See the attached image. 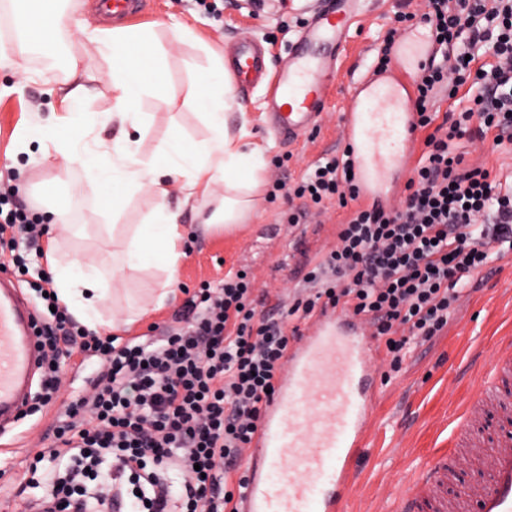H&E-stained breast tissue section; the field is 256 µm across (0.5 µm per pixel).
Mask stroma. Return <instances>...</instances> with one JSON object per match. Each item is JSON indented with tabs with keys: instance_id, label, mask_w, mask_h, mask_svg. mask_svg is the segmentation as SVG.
Masks as SVG:
<instances>
[{
	"instance_id": "obj_1",
	"label": "stroma",
	"mask_w": 512,
	"mask_h": 512,
	"mask_svg": "<svg viewBox=\"0 0 512 512\" xmlns=\"http://www.w3.org/2000/svg\"><path fill=\"white\" fill-rule=\"evenodd\" d=\"M96 3L97 0H79L65 40L83 55L94 89L93 97L81 110L84 133L109 145L119 135L118 124L103 120L112 109V92L107 82L112 63L93 51L83 31L87 24L94 28L105 24ZM310 4L311 0H266L265 9L259 12L253 0H220L217 12L208 13L198 8L195 0H155L135 24L154 27L180 21L221 52L240 34L247 33L277 61L284 57L289 38L307 18ZM397 9L398 0H367L366 15L343 55L336 86H346L370 71L375 48ZM206 65V56L194 45L180 44L170 49L162 94L141 105L142 111L149 114L139 136L142 156L154 154L175 129L195 140L209 137L210 131L199 110L186 98L189 83ZM15 81L12 73L0 72V84L8 88L7 93L0 95V162L13 154L24 168L17 179L16 203L34 213L53 200L67 207L73 228L58 235V256L64 261L80 259L98 270L109 289L99 313L104 321L114 322V334L129 338L145 333L153 324L173 325L176 312L186 300V290L197 289L205 281L219 283L225 274L242 268L253 276L257 294H276L284 287L301 283L307 265L335 245L343 212L334 207L309 223L291 228L283 219L288 202L282 198L272 203L265 201L260 218L234 234L209 233L192 214H185L183 227L191 252L179 263L174 292L163 307L127 323L126 293H147L162 287L165 275L155 269L113 272L112 251L115 243L128 237L131 225L139 223L153 207L154 200L144 193L133 196L124 216L116 222L112 219L110 196L91 194L81 171L60 176L48 166H29L27 155L16 151L17 138L28 129L39 137L54 133L49 108L53 98L36 79L27 81L22 92H12ZM236 97L241 108L231 111L228 124L234 131L246 127L249 141L262 148L266 161L263 190H270L277 179L288 183L299 180L310 164L336 151L337 114L344 105L341 96L331 98L326 114L309 137L290 144L276 143L265 127L263 89L240 88ZM279 157L284 160L280 167L274 164ZM511 316L509 250L493 253L483 271L470 278L447 326L431 340L413 344L398 374L383 380L387 366L383 360H376L373 377L380 396L370 419L368 446L355 462L362 476L351 493V512H389L392 500L409 491L412 471L422 464L435 442L448 436L450 404L459 393L448 378L450 362L465 353L467 344L489 340L497 325ZM98 369L97 358L73 356L63 369L59 404L51 406L49 416L41 418L38 427L23 440L0 445V512H14L17 494L28 498L43 496V487L29 481V464L42 447V435L53 427L52 417L62 415L64 403L81 394L88 378L95 376Z\"/></svg>"
}]
</instances>
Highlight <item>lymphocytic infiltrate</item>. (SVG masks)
Returning a JSON list of instances; mask_svg holds the SVG:
<instances>
[{"mask_svg":"<svg viewBox=\"0 0 512 512\" xmlns=\"http://www.w3.org/2000/svg\"><path fill=\"white\" fill-rule=\"evenodd\" d=\"M422 24L438 50L415 85V129L422 148L397 207L357 204L347 156L320 158L300 181L272 184L302 209L289 226L344 209L336 244L288 296L260 310L251 275L201 283L186 300L179 326L142 340L117 342L74 322L53 296V282H31L44 309L36 318L44 360L36 413L56 398L61 364L73 354L99 358L100 380L71 401L53 442L35 462L65 461L44 496L52 512H85L112 499L126 480L124 512H239L232 473L257 431L298 320L339 310L365 321L384 345L391 371L402 368L411 341H426L448 324L457 285L488 261L495 245L512 244V187L494 170L466 164L461 141H512V0H423L396 11L376 60L385 70L404 31ZM0 185V265L24 268L18 250L44 233L13 207ZM111 462L113 472L100 467ZM182 474L173 494L168 471Z\"/></svg>","mask_w":512,"mask_h":512,"instance_id":"1","label":"lymphocytic infiltrate"}]
</instances>
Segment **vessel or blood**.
<instances>
[{
	"label": "vessel or blood",
	"instance_id": "vessel-or-blood-1",
	"mask_svg": "<svg viewBox=\"0 0 512 512\" xmlns=\"http://www.w3.org/2000/svg\"><path fill=\"white\" fill-rule=\"evenodd\" d=\"M113 19L142 15L147 0H101ZM364 0H334L315 10L277 64L247 35L232 63L240 86H263L266 126L277 140L297 141L317 126L329 104L337 64L362 14ZM411 84L401 78L364 75L346 91L339 118L341 141L354 160L362 202L383 204L389 175H404L415 148ZM493 353L481 360L473 346L466 363H453L457 377L482 367L478 392L461 393L447 439L436 444L415 472L413 489L395 512H512V426L496 440L485 461L488 479L448 496L446 487L465 465L464 446L490 408L512 393V332L494 337ZM373 348L358 320L319 315L301 343L291 348L266 406L248 457L240 512H348L358 480L354 462L368 445L369 420L378 388L370 377ZM41 360L40 339L28 302L0 275V439L10 435L32 400Z\"/></svg>",
	"mask_w": 512,
	"mask_h": 512
}]
</instances>
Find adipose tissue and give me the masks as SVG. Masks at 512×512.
Here are the masks:
<instances>
[{"instance_id": "adipose-tissue-1", "label": "adipose tissue", "mask_w": 512, "mask_h": 512, "mask_svg": "<svg viewBox=\"0 0 512 512\" xmlns=\"http://www.w3.org/2000/svg\"><path fill=\"white\" fill-rule=\"evenodd\" d=\"M36 12H15L18 38L0 49V69L23 70L25 79L36 78L54 84L48 72L32 73L24 65L30 55L47 52L70 16L60 10V0H39ZM95 50L112 59V110L110 119L120 124L123 133L109 155L83 141L53 136L38 148L40 161L57 158L64 171L81 168L87 176L91 192L104 187L114 189L113 213H122L135 193L152 194L157 204L134 228L117 262L118 268L147 270L156 268L166 275L167 285L150 294L148 301L162 305L170 294L169 286L183 253L180 249V219L183 209L190 208L204 215V226L213 232L235 230L259 217L255 195L261 183L264 160L259 149L250 147L243 134L231 133L227 112L235 103L233 87L224 74V57L205 42H198L209 61L207 72L199 79L198 88L189 94L202 112L211 135L195 141L179 132H172L161 147L158 157L145 160L139 155L135 135L146 120L140 112L143 97L158 94L167 56L164 45L148 30L132 28L93 29L88 36ZM68 90L59 101L64 123H73L92 90L82 81L81 57L70 56ZM178 188V208H170L167 199L171 188ZM46 259L52 273L59 300L78 320L90 329H97L96 304L105 293L95 272L80 264H61L54 251Z\"/></svg>"}]
</instances>
